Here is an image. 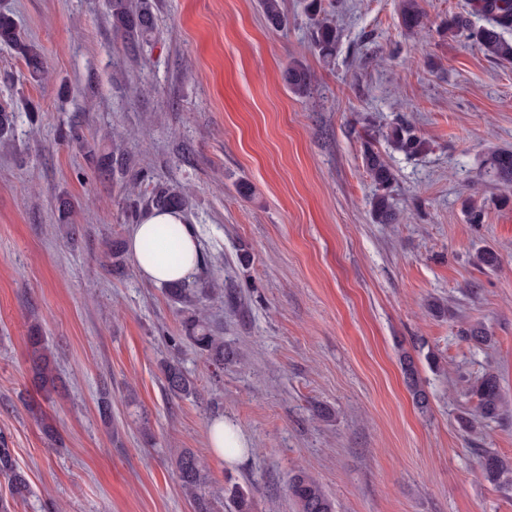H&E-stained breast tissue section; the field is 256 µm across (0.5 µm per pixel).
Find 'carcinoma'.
<instances>
[{
  "instance_id": "obj_1",
  "label": "carcinoma",
  "mask_w": 512,
  "mask_h": 512,
  "mask_svg": "<svg viewBox=\"0 0 512 512\" xmlns=\"http://www.w3.org/2000/svg\"><path fill=\"white\" fill-rule=\"evenodd\" d=\"M323 0H308L306 10L312 17V45L317 54L326 62L336 55L340 32L328 17ZM260 8L269 23L277 30L288 24V17L282 7V0H260ZM109 15L112 32L126 47L136 50L150 42L155 29V13L152 0H109ZM485 21L475 25L473 19ZM399 23L408 32L420 30L425 25V15L417 0H403ZM444 33L452 38H463L476 45L484 55L498 62L512 63V0H467L466 8L448 16ZM0 44L9 46L24 62L29 80L42 81L47 74L46 54L42 46L27 38L20 31L14 17L0 13ZM286 79L289 89L299 95L308 93L311 75L298 62L288 66ZM16 113L0 106V139L14 136ZM384 138L393 150L408 157L427 154L430 141L421 135L407 120L398 119L387 129ZM363 162L366 173L376 186L378 193L371 202L372 220L377 224H393L397 213L390 201L388 189L396 180L393 168L385 157L375 150L372 141L363 142ZM92 164L103 178L117 173L126 178V183L135 187L148 181L147 172L137 168L131 157L119 148L109 152L92 154ZM490 173L505 185H512V149L497 150L490 159ZM150 210H179L186 212L189 198L184 188L176 182H156L146 200L134 194L125 198V212L131 221L140 219L143 208ZM108 271L114 276L125 274L124 246L114 241L107 249ZM168 298L184 308L179 335L173 338L178 343L193 347L216 370L224 364L240 360L239 351L224 341L221 323L207 318L198 307L201 299L217 296L226 299L229 306L241 302L238 293L224 291V284L212 276L194 281H181L165 287ZM463 337L474 345L490 342L485 328L472 324L464 330ZM27 344L30 372L34 383L39 385L46 396L57 389L58 377L51 358V350L45 342L40 325H28ZM404 380L414 404L422 411L430 407V396L424 388L413 357L404 352L400 357ZM164 387L173 398L196 394L195 380L181 366L171 359L162 364ZM477 399V410L481 417L495 420L503 414V403L497 376L488 372L478 379L469 390ZM481 467L485 477L498 483L512 471L509 463L491 451L481 453ZM175 473L179 486L189 496L194 512H216L215 499L206 491L209 474L204 462L190 449L182 450L175 460ZM0 477L8 481L13 498H24L29 493V482L8 448L6 439L0 435ZM288 493L296 512H335L332 498L321 482L311 473L299 469L288 479ZM229 512H252L249 493L239 486L233 487L227 497Z\"/></svg>"
}]
</instances>
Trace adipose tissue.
Masks as SVG:
<instances>
[{"instance_id": "ef3b65f1", "label": "adipose tissue", "mask_w": 512, "mask_h": 512, "mask_svg": "<svg viewBox=\"0 0 512 512\" xmlns=\"http://www.w3.org/2000/svg\"><path fill=\"white\" fill-rule=\"evenodd\" d=\"M164 224H177L181 227L179 259L170 258L160 249L151 253L145 250L146 245L155 240L159 227ZM127 250L141 276L156 285L186 280L200 263L199 243L193 228L185 224L182 214L172 211L146 214L140 224L134 225L127 240Z\"/></svg>"}]
</instances>
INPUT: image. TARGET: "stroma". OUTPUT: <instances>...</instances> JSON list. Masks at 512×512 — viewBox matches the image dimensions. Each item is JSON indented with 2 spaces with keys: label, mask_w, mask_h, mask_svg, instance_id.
Returning <instances> with one entry per match:
<instances>
[{
  "label": "stroma",
  "mask_w": 512,
  "mask_h": 512,
  "mask_svg": "<svg viewBox=\"0 0 512 512\" xmlns=\"http://www.w3.org/2000/svg\"><path fill=\"white\" fill-rule=\"evenodd\" d=\"M154 3L155 39L132 55L108 0H0L49 70L28 81L0 45V105L18 116L0 145V435L31 488L14 500L0 479L11 512H193L173 475L184 448L206 464L214 498L239 485L253 512H294L287 483L300 468L336 512H512V477L491 483L479 465L483 449L512 462V186L488 174L491 154L512 148V64L441 34L466 0H419L415 34L399 23L401 0H332L341 36L328 63L310 45L306 0H283L284 34L258 0ZM292 61L312 76L306 96L286 84ZM399 115L429 139L428 155L388 147ZM368 129L396 175V224L371 217ZM116 140L153 180L190 191L185 221L206 255L196 274L242 295L241 310L214 300L207 312L244 363L218 371L190 346L173 350L177 305L134 263L108 274L107 246L132 226L122 179L99 177L87 154ZM64 198L80 226L71 237ZM471 199L482 223L468 221ZM484 249L498 267L476 265ZM433 301L448 315H432ZM34 319L66 382L49 402L29 371ZM477 322L489 344L463 339ZM404 351L427 411L405 385ZM171 358L196 395H166ZM488 371L501 420L479 417L466 392ZM219 418L250 444L231 463L210 446ZM400 364L404 380L409 388L414 404L421 411H427L430 407V396L421 382L413 357L403 352L400 357Z\"/></svg>",
  "instance_id": "1"
}]
</instances>
